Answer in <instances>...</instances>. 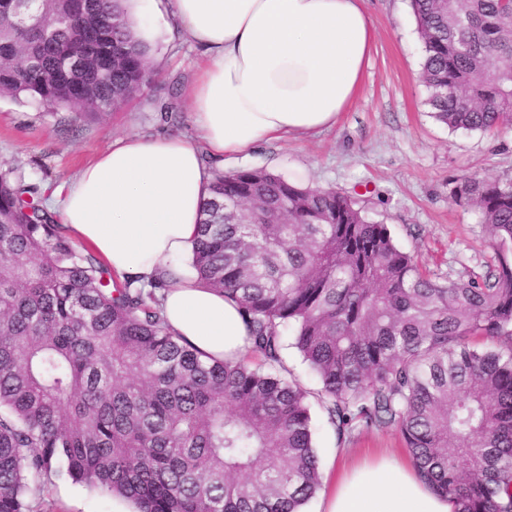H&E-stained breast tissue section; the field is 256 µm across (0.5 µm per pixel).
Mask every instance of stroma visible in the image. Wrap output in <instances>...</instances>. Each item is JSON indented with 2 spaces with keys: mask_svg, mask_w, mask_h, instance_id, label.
Listing matches in <instances>:
<instances>
[{
  "mask_svg": "<svg viewBox=\"0 0 512 512\" xmlns=\"http://www.w3.org/2000/svg\"><path fill=\"white\" fill-rule=\"evenodd\" d=\"M142 23L152 34L149 64L156 87L102 119L74 118L21 105L0 96V170L39 185L73 177L125 135H178L195 130L183 91L200 62L181 26L142 4ZM375 30V49L355 101L333 127L256 145L209 170L264 169L302 187L333 188L353 197L370 221L387 225L398 245L436 277L484 275L492 262L490 235L478 214L456 204L449 178H512V130L498 134L452 131L437 122L420 80L422 44L409 0H364ZM170 106L164 121L161 106ZM312 426L321 460L345 446L348 461L384 453L405 458L395 432L370 430L338 442L319 408ZM29 512H117L100 491L53 476L27 499Z\"/></svg>",
  "mask_w": 512,
  "mask_h": 512,
  "instance_id": "obj_1",
  "label": "stroma"
}]
</instances>
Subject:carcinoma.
Masks as SVG:
<instances>
[{"label":"carcinoma","mask_w":512,"mask_h":512,"mask_svg":"<svg viewBox=\"0 0 512 512\" xmlns=\"http://www.w3.org/2000/svg\"><path fill=\"white\" fill-rule=\"evenodd\" d=\"M427 104L451 130L512 128L509 0H410ZM0 0V96L103 118L155 82L121 0ZM494 264L427 274L334 189L215 171L189 272L237 305L250 342L206 363L157 292L76 248L39 184L0 172V512L60 472L137 512H303L321 488L308 392L338 437L394 430L455 512H512V179L459 176ZM287 352L288 367L293 371L301 386L307 391L316 392L319 388V383L314 373L302 362L295 349L288 347Z\"/></svg>","instance_id":"carcinoma-1"}]
</instances>
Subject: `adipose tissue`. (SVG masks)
Returning a JSON list of instances; mask_svg holds the SVG:
<instances>
[{
    "mask_svg": "<svg viewBox=\"0 0 512 512\" xmlns=\"http://www.w3.org/2000/svg\"><path fill=\"white\" fill-rule=\"evenodd\" d=\"M202 59L186 88L197 141L126 135L50 193L66 234L119 277L169 271L167 323L204 359L248 349L234 303L188 272L210 174L257 144L330 127L357 96L373 36L362 0H161ZM205 151H198L197 143ZM323 512H455L396 457L323 470Z\"/></svg>",
    "mask_w": 512,
    "mask_h": 512,
    "instance_id": "obj_1",
    "label": "adipose tissue"
}]
</instances>
